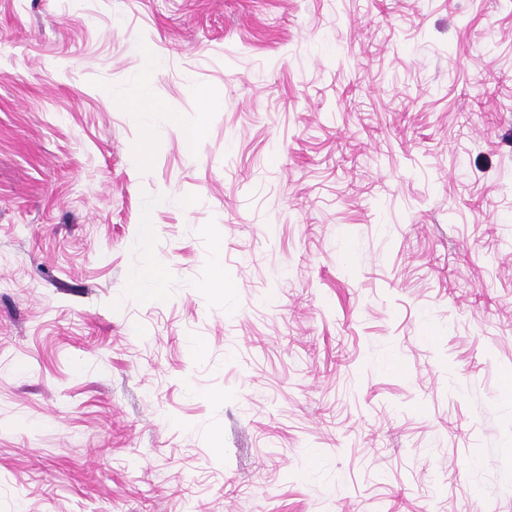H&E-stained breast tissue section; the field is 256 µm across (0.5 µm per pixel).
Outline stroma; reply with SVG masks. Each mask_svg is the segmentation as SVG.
Listing matches in <instances>:
<instances>
[{
    "mask_svg": "<svg viewBox=\"0 0 512 512\" xmlns=\"http://www.w3.org/2000/svg\"><path fill=\"white\" fill-rule=\"evenodd\" d=\"M449 505L512 512V0H0V512ZM155 269L150 276L143 278L141 274L134 276L130 283V288L139 292L142 295H152L159 293L162 286V270L165 265L162 261H158L154 265Z\"/></svg>",
    "mask_w": 512,
    "mask_h": 512,
    "instance_id": "obj_1",
    "label": "stroma"
}]
</instances>
